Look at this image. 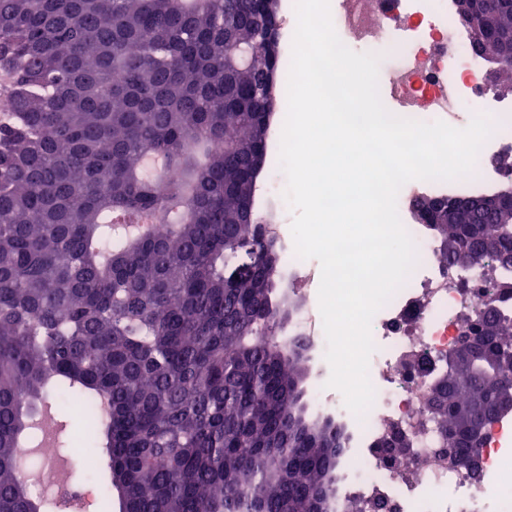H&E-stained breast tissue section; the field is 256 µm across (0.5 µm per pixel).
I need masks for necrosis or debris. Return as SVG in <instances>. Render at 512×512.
I'll use <instances>...</instances> for the list:
<instances>
[{"label":"necrosis or debris","instance_id":"1","mask_svg":"<svg viewBox=\"0 0 512 512\" xmlns=\"http://www.w3.org/2000/svg\"><path fill=\"white\" fill-rule=\"evenodd\" d=\"M332 20L347 47L358 46L392 62L388 90L400 117L457 126L461 112L488 115L494 131L472 176L447 183L412 180L398 206L418 195L493 192L506 183L490 165L512 148V101L496 97L483 80V59L467 48L453 0H333ZM417 264L371 322L381 355L369 369L374 402L353 419L357 438L352 467L340 479L335 512H512V418L490 427L475 466L439 451L441 433L425 411L429 385L457 334L477 322L483 299L512 320V290L501 287L499 266L459 267L443 261L430 228L407 224Z\"/></svg>","mask_w":512,"mask_h":512}]
</instances>
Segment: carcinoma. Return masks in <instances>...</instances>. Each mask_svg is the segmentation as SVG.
<instances>
[{
    "instance_id": "carcinoma-1",
    "label": "carcinoma",
    "mask_w": 512,
    "mask_h": 512,
    "mask_svg": "<svg viewBox=\"0 0 512 512\" xmlns=\"http://www.w3.org/2000/svg\"><path fill=\"white\" fill-rule=\"evenodd\" d=\"M280 27L278 0H0V512H60L20 471V446L84 444L99 512H327L349 435L312 416L295 304L247 193L284 98L279 42L250 70L226 43ZM166 225L137 236L144 214ZM512 273V217L438 224ZM256 268L225 267L243 247ZM480 359L439 377L433 415L469 460L464 408L512 392V324L462 336Z\"/></svg>"
}]
</instances>
